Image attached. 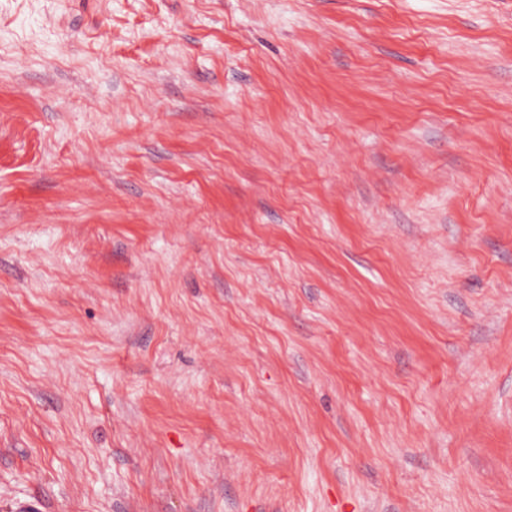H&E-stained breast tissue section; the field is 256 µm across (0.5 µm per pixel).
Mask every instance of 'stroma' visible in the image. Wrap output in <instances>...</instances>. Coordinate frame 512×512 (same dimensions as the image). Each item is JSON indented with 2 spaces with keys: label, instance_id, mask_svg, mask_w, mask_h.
Returning a JSON list of instances; mask_svg holds the SVG:
<instances>
[{
  "label": "stroma",
  "instance_id": "1",
  "mask_svg": "<svg viewBox=\"0 0 512 512\" xmlns=\"http://www.w3.org/2000/svg\"><path fill=\"white\" fill-rule=\"evenodd\" d=\"M512 512V0H0V512Z\"/></svg>",
  "mask_w": 512,
  "mask_h": 512
}]
</instances>
